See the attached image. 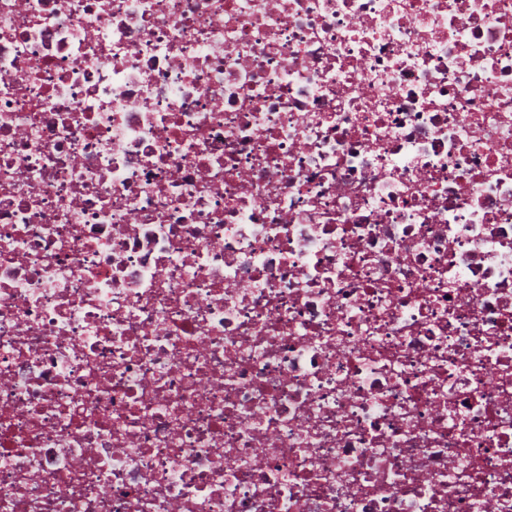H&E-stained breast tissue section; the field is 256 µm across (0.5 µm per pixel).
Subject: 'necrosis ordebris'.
<instances>
[{"label": "necrosis or debris", "instance_id": "4bbe7bcc", "mask_svg": "<svg viewBox=\"0 0 512 512\" xmlns=\"http://www.w3.org/2000/svg\"><path fill=\"white\" fill-rule=\"evenodd\" d=\"M512 512V0H0V512Z\"/></svg>", "mask_w": 512, "mask_h": 512}]
</instances>
